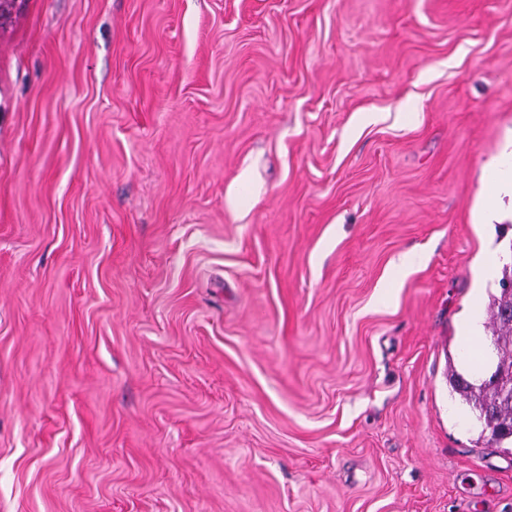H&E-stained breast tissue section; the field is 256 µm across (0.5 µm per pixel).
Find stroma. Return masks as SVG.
Here are the masks:
<instances>
[{"mask_svg": "<svg viewBox=\"0 0 512 512\" xmlns=\"http://www.w3.org/2000/svg\"><path fill=\"white\" fill-rule=\"evenodd\" d=\"M511 134L512 0H6L0 512H512ZM487 169L489 178L480 200V209L484 220L490 224L498 216L503 196H509L512 203V140L507 141L488 161ZM508 275L512 277V262L503 266L499 295L491 294L487 306L496 354V380H469L453 366L448 369L452 390L477 412L479 439L487 444H500L512 438V291L503 287ZM479 316L477 315V306L473 305L471 313L464 319L460 343L470 354L468 362L474 368L478 363H482L484 358L483 337L479 334Z\"/></svg>", "mask_w": 512, "mask_h": 512, "instance_id": "obj_1", "label": "stroma"}]
</instances>
